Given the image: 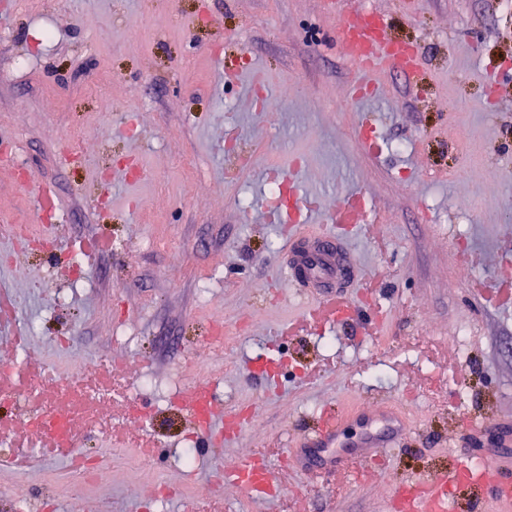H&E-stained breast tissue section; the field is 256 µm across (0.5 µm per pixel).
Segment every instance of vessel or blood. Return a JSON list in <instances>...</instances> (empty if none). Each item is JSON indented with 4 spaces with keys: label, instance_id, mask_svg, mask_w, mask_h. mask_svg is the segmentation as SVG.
Masks as SVG:
<instances>
[{
    "label": "vessel or blood",
    "instance_id": "obj_1",
    "mask_svg": "<svg viewBox=\"0 0 512 512\" xmlns=\"http://www.w3.org/2000/svg\"><path fill=\"white\" fill-rule=\"evenodd\" d=\"M324 10L336 18V35L348 59L360 70L369 74V82L350 88L352 99L373 97L378 90L376 78L387 66L407 67L406 58L397 44L387 36L383 14L374 8L357 6L355 0H322ZM291 194V204L266 203L269 222L286 223L291 233L286 249L292 259L290 282L297 288H309L316 294V303L309 310L306 325L331 327L338 317L353 311L355 304L343 297L342 288L357 278L358 261L345 244V233L356 224L370 223L374 214L367 206L362 193L349 194L336 208L323 209L314 197L303 194L295 180L286 172L273 173ZM207 400V421L198 423L201 433H208L212 420L223 424H240L239 415L228 414L212 392L193 389L182 398L187 408H194L199 400ZM357 422L368 433L349 447H342L343 421L334 416L323 418L318 426L306 432L299 440L300 447L343 448L351 461L369 463L380 457L385 448L391 447L404 433L399 418L387 407L357 415ZM383 423V437L371 435L375 423ZM512 467V457H503L485 464L479 471H472L468 462L456 461L449 472L419 479L395 489L394 495L403 501L407 512H450L449 487L464 489L477 483L490 490H501V471ZM218 480L224 485H234L254 496L270 494L277 486L274 470L264 458L246 456L239 458L232 468L221 471Z\"/></svg>",
    "mask_w": 512,
    "mask_h": 512
}]
</instances>
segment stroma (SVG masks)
Wrapping results in <instances>:
<instances>
[{
	"label": "stroma",
	"instance_id": "1",
	"mask_svg": "<svg viewBox=\"0 0 512 512\" xmlns=\"http://www.w3.org/2000/svg\"><path fill=\"white\" fill-rule=\"evenodd\" d=\"M364 3L415 49L418 77L390 69L377 99L341 108L365 75L320 0H0V226L29 225L33 240L0 234L14 307L0 352L21 361L7 383L74 354L121 367L38 393L106 466L80 491L65 482L72 450L0 402V512H390L393 487L455 457L512 456L499 426L512 420V301L491 297L512 270V14L499 0ZM251 63L278 111H255ZM291 166L326 207L369 196L376 222L350 247L382 321L361 309L273 335L311 300L266 285L286 255L283 225L260 209L265 172ZM36 185L53 190V211ZM79 249L76 288L65 258ZM217 327L220 347L204 339ZM198 386L252 418L230 437L213 425L209 455L186 469L181 448L201 442L180 396ZM379 403L405 435L375 469L292 475L265 497L218 485V464L295 452L325 410L358 439L352 414ZM121 448L143 466L111 465ZM161 481L176 494L157 499Z\"/></svg>",
	"mask_w": 512,
	"mask_h": 512
}]
</instances>
